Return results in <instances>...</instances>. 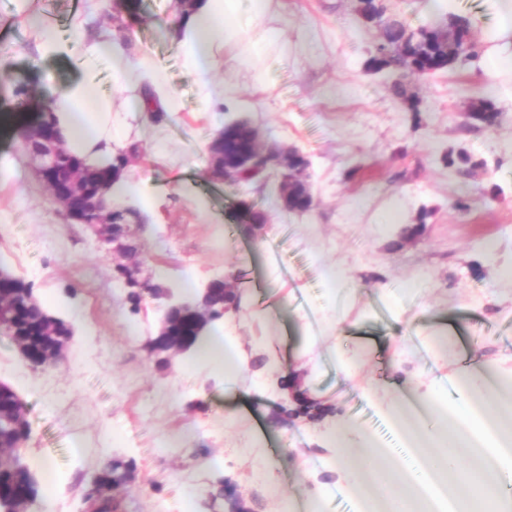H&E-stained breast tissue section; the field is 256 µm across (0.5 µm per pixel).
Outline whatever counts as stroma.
Wrapping results in <instances>:
<instances>
[{"mask_svg": "<svg viewBox=\"0 0 512 512\" xmlns=\"http://www.w3.org/2000/svg\"><path fill=\"white\" fill-rule=\"evenodd\" d=\"M381 3L413 32L448 17L440 0ZM354 7L275 0L270 24L280 37L263 55L262 81L244 78L236 48L224 47L213 78L235 92L216 112L201 100L180 47L161 32L174 0H142L131 28V50L154 59L183 104L158 123L137 113L126 119L127 141L143 148L127 174L144 183V274L162 269L173 282L189 271L196 291L236 274L239 310L228 330L253 367L234 386L199 371L189 353L166 368L154 363L146 344L158 331V300L144 295L131 313L113 277L115 256L85 226L66 222L18 139L0 129V267L30 282L73 330L66 362L47 373L32 370L0 335V382L27 408L25 462L34 477L46 468L54 476L44 490L50 505L33 512H86L88 485L115 460L129 473L122 512H184L189 496L195 512H228L214 495L224 481L253 512H288L316 484L321 512H360L332 475L327 420L355 425L386 447L395 442L391 406L416 384L454 402L451 383L469 352L512 374V279L502 275L512 268V82L491 79L480 57L496 20L492 0L455 2L471 22L477 56L407 79L401 99L385 73L371 71L379 32L365 28ZM79 14L91 31L112 25L105 0H0V50L9 52L0 112L30 113L15 86L34 94L40 83L79 76L69 57L37 58L28 21L38 16L67 40ZM486 100L499 114L493 128L468 115ZM238 118L266 144L309 158L310 212L275 207L276 171L248 190L208 179L206 148ZM459 150L474 169L449 164ZM243 199L270 211L264 230L240 232ZM329 266L341 270L345 291H327ZM306 336L321 343L310 386L330 412L281 421V396L252 389L262 376L254 364L289 370ZM433 336L447 337V352L431 346ZM340 353L353 363V382L338 370ZM293 452L310 458L315 477L286 464ZM217 456L223 469L209 466Z\"/></svg>", "mask_w": 512, "mask_h": 512, "instance_id": "stroma-1", "label": "stroma"}]
</instances>
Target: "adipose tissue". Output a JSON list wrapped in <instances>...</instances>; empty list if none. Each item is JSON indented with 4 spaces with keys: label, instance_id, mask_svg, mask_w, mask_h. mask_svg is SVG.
Segmentation results:
<instances>
[{
    "label": "adipose tissue",
    "instance_id": "ef3b65f1",
    "mask_svg": "<svg viewBox=\"0 0 512 512\" xmlns=\"http://www.w3.org/2000/svg\"><path fill=\"white\" fill-rule=\"evenodd\" d=\"M272 0H200L188 20L172 18L164 34L182 49L183 65L197 79L210 109L221 107L229 90L214 82L221 63L220 46L241 50L244 77L258 79L261 52L273 39L264 21ZM499 19L485 34L483 67L493 76L512 73V0H496ZM33 41L43 57H73L84 75L63 85L46 84L43 97L54 112L66 146L74 153L101 159L112 156L121 134L112 123L113 98L125 97L131 111L172 116L181 102L149 54L127 58L115 31L61 41L55 29L34 27ZM112 63V94L97 89L94 68ZM201 370L233 382L247 368L234 337L216 328L197 345ZM458 399L444 408L438 392L427 393L420 406L397 407L410 444L408 458L385 453L366 432L347 425L334 428L347 488L362 494L368 512H512V378H503L480 361H472L456 378Z\"/></svg>",
    "mask_w": 512,
    "mask_h": 512
}]
</instances>
